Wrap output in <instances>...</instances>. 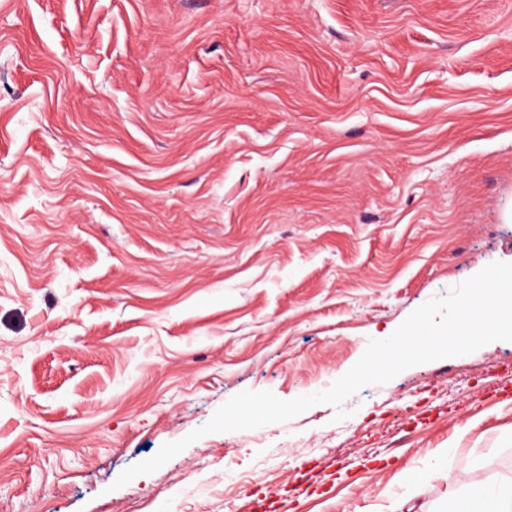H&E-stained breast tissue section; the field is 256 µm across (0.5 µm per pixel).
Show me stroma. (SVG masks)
<instances>
[{
  "label": "stroma",
  "mask_w": 512,
  "mask_h": 512,
  "mask_svg": "<svg viewBox=\"0 0 512 512\" xmlns=\"http://www.w3.org/2000/svg\"><path fill=\"white\" fill-rule=\"evenodd\" d=\"M498 261L512 0H0V512H452L512 483L493 341L113 486Z\"/></svg>",
  "instance_id": "35a3bbf8"
}]
</instances>
